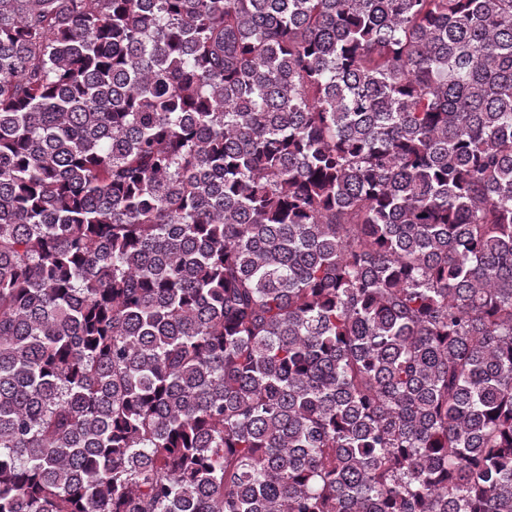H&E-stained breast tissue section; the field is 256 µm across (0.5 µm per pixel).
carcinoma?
<instances>
[{"label":"carcinoma","instance_id":"obj_1","mask_svg":"<svg viewBox=\"0 0 512 512\" xmlns=\"http://www.w3.org/2000/svg\"><path fill=\"white\" fill-rule=\"evenodd\" d=\"M0 512H512V0H0Z\"/></svg>","mask_w":512,"mask_h":512}]
</instances>
